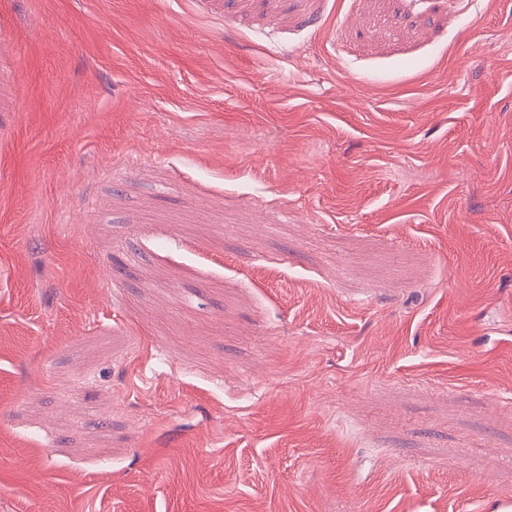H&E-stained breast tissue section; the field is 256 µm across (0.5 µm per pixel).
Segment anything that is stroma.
Segmentation results:
<instances>
[{"mask_svg":"<svg viewBox=\"0 0 512 512\" xmlns=\"http://www.w3.org/2000/svg\"><path fill=\"white\" fill-rule=\"evenodd\" d=\"M512 499V0H0V512Z\"/></svg>","mask_w":512,"mask_h":512,"instance_id":"35a3bbf8","label":"stroma"}]
</instances>
